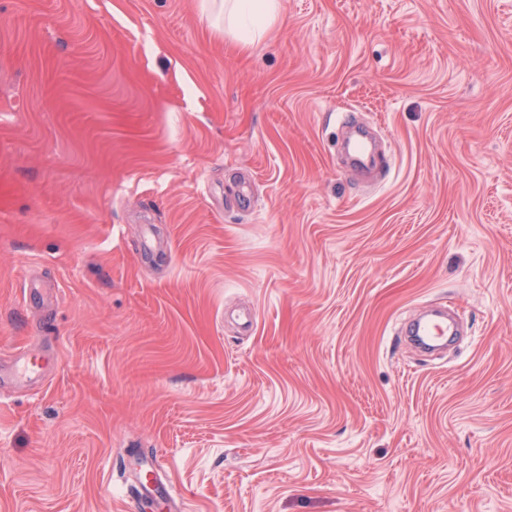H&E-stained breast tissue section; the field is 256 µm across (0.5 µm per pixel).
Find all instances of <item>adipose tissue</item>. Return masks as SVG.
Returning <instances> with one entry per match:
<instances>
[{"label": "adipose tissue", "mask_w": 512, "mask_h": 512, "mask_svg": "<svg viewBox=\"0 0 512 512\" xmlns=\"http://www.w3.org/2000/svg\"><path fill=\"white\" fill-rule=\"evenodd\" d=\"M210 15L224 17L225 32L242 46L249 47L276 22L279 0H203Z\"/></svg>", "instance_id": "1"}]
</instances>
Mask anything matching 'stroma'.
<instances>
[{
    "instance_id": "stroma-1",
    "label": "stroma",
    "mask_w": 512,
    "mask_h": 512,
    "mask_svg": "<svg viewBox=\"0 0 512 512\" xmlns=\"http://www.w3.org/2000/svg\"><path fill=\"white\" fill-rule=\"evenodd\" d=\"M280 4L0 0V512H512V0ZM202 6L209 11L208 20L224 15L225 27L218 23L214 26L219 32L232 35L243 48L260 39L280 14L278 0H204ZM432 323L425 318H420L414 323L412 338L419 348L424 351H433L446 345L447 341L448 346L458 341V327L453 320H448V326L443 333H440L436 326L431 325ZM57 362L45 352L27 350L13 360V376L17 382L41 377L56 366ZM135 495L133 499L139 503V505L149 500H153L155 498H162L166 500L171 507H173V502H171V488L166 485L161 476L157 478L154 474V465L152 463L146 462V468L136 477L135 481Z\"/></svg>"
}]
</instances>
